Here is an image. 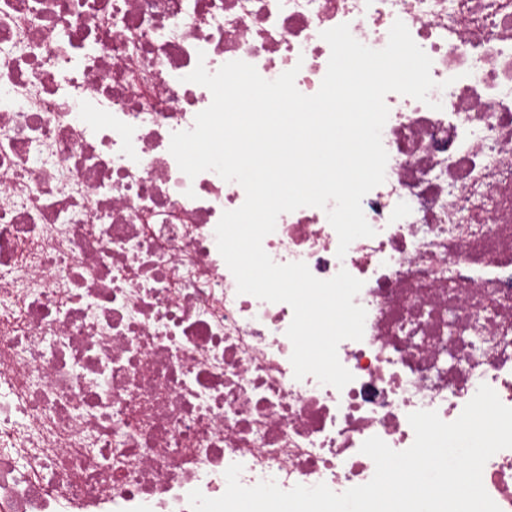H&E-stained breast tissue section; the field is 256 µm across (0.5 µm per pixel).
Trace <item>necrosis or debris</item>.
Segmentation results:
<instances>
[{
    "label": "necrosis or debris",
    "instance_id": "4bbe7bcc",
    "mask_svg": "<svg viewBox=\"0 0 512 512\" xmlns=\"http://www.w3.org/2000/svg\"><path fill=\"white\" fill-rule=\"evenodd\" d=\"M402 21L428 102L387 94L375 234L338 256L323 209L263 248L362 280L343 389L295 379L285 303L237 291L215 229L245 190L169 151L212 102L197 63L296 70L315 94L348 24ZM512 407V0H0V512H191L226 469L284 490L365 484L410 413L455 421L480 385ZM512 512V449L485 464Z\"/></svg>",
    "mask_w": 512,
    "mask_h": 512
}]
</instances>
